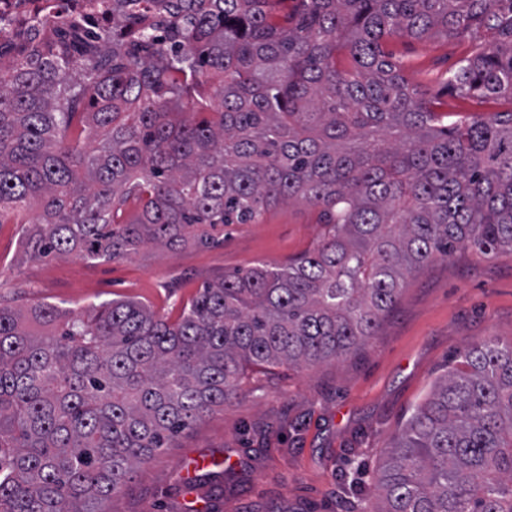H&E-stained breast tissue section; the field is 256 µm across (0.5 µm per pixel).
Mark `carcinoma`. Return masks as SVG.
<instances>
[{
  "label": "carcinoma",
  "mask_w": 512,
  "mask_h": 512,
  "mask_svg": "<svg viewBox=\"0 0 512 512\" xmlns=\"http://www.w3.org/2000/svg\"><path fill=\"white\" fill-rule=\"evenodd\" d=\"M293 2L112 0L109 31L0 45V217L39 209L27 258L206 247L287 201L328 227L285 268L205 284L174 322L132 299L0 306V512H106L248 371L345 358L428 264L512 251V0ZM474 25L492 39L448 76L468 117L439 113L381 47ZM84 104L87 141L68 142ZM373 489L377 512H512L511 339L456 354Z\"/></svg>",
  "instance_id": "1"
}]
</instances>
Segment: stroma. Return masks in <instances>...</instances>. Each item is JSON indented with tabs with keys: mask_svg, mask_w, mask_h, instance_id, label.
I'll list each match as a JSON object with an SVG mask.
<instances>
[{
	"mask_svg": "<svg viewBox=\"0 0 512 512\" xmlns=\"http://www.w3.org/2000/svg\"><path fill=\"white\" fill-rule=\"evenodd\" d=\"M488 39L480 30L460 41L395 38L382 48L423 97L445 101L449 71ZM323 233L319 207L284 203L258 223L225 226L214 246L148 244L111 261L27 260L20 225L0 224V303L79 313L129 297L173 321L204 283L237 269L286 266ZM490 336L512 338V251L484 257L458 248L411 276L377 336L346 360L249 374L236 396L140 466L106 510L377 512L370 484L388 443L456 351ZM213 456L229 458L233 472L188 489Z\"/></svg>",
	"mask_w": 512,
	"mask_h": 512,
	"instance_id": "35a3bbf8",
	"label": "stroma"
}]
</instances>
